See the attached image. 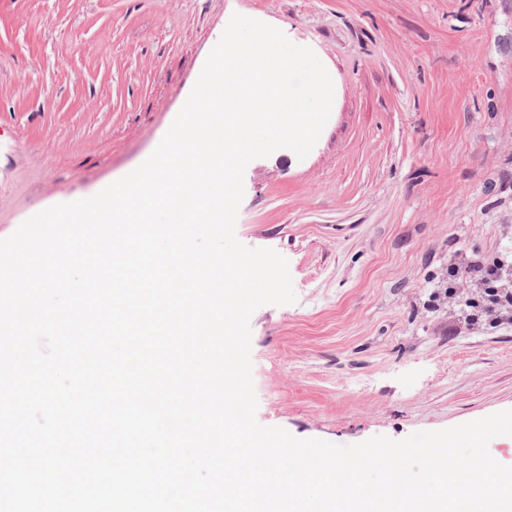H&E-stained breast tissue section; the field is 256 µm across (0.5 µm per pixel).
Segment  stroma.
I'll return each instance as SVG.
<instances>
[{"label":"stroma","instance_id":"stroma-1","mask_svg":"<svg viewBox=\"0 0 512 512\" xmlns=\"http://www.w3.org/2000/svg\"><path fill=\"white\" fill-rule=\"evenodd\" d=\"M236 13L334 84L305 159L244 172L236 237L297 296L250 320L258 422L350 445L512 410V321L444 296L459 255L512 259V0H0V232L142 164Z\"/></svg>","mask_w":512,"mask_h":512}]
</instances>
